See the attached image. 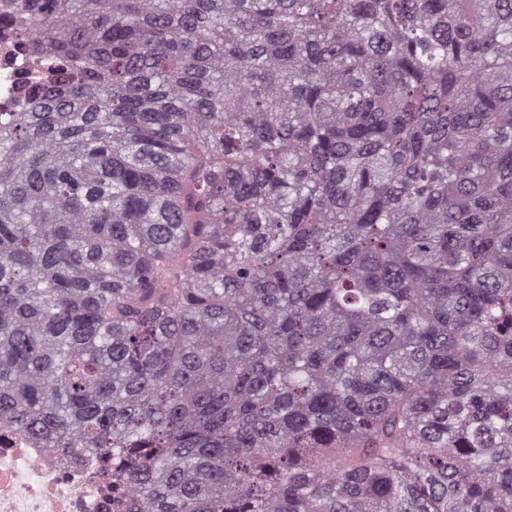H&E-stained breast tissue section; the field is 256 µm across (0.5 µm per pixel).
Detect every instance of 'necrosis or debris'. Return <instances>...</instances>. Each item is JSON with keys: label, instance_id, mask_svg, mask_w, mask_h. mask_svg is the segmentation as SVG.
Segmentation results:
<instances>
[{"label": "necrosis or debris", "instance_id": "obj_1", "mask_svg": "<svg viewBox=\"0 0 512 512\" xmlns=\"http://www.w3.org/2000/svg\"><path fill=\"white\" fill-rule=\"evenodd\" d=\"M34 66L11 30L0 27V110L20 100ZM0 512H125L111 478L91 456L65 457L30 438L0 433Z\"/></svg>", "mask_w": 512, "mask_h": 512}]
</instances>
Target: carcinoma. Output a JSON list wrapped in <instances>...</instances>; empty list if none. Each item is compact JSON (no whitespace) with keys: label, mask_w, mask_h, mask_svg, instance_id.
Instances as JSON below:
<instances>
[{"label":"carcinoma","mask_w":512,"mask_h":512,"mask_svg":"<svg viewBox=\"0 0 512 512\" xmlns=\"http://www.w3.org/2000/svg\"><path fill=\"white\" fill-rule=\"evenodd\" d=\"M0 430L128 512H512V0H10ZM33 72L29 56L16 43L12 31L0 26V110L9 112L22 99L20 80Z\"/></svg>","instance_id":"1"}]
</instances>
